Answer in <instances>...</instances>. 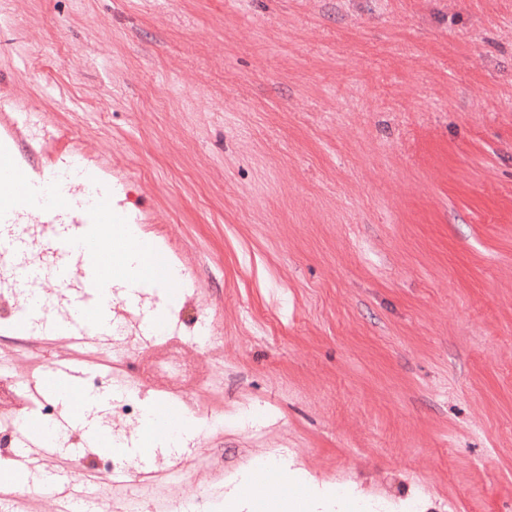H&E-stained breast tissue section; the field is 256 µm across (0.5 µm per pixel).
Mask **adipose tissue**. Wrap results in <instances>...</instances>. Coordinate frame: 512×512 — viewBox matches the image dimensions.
<instances>
[{"label":"adipose tissue","instance_id":"ef3b65f1","mask_svg":"<svg viewBox=\"0 0 512 512\" xmlns=\"http://www.w3.org/2000/svg\"><path fill=\"white\" fill-rule=\"evenodd\" d=\"M98 231L103 240L120 239L123 251L120 257V274L114 275L112 284L119 289V296L126 305H133L136 293L164 292L166 285H178V269H170L166 280H159L143 258V235L135 224H102ZM113 396L105 389H87L77 408L72 409L73 427L82 438L98 437L94 451L103 456L121 453L136 465L153 467L156 457L167 460L179 458L201 431L198 421L176 404L159 400L144 407L136 438L124 440L113 437L103 423L106 409ZM297 480L308 487L306 501L289 499L279 492L280 483ZM224 494L228 512H248L254 493H261L273 504L276 512H368L371 503L351 490H339L334 485L316 481L306 471L291 467L290 463L270 458L263 469L251 475L230 477Z\"/></svg>","mask_w":512,"mask_h":512}]
</instances>
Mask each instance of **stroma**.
Listing matches in <instances>:
<instances>
[{"label":"stroma","mask_w":512,"mask_h":512,"mask_svg":"<svg viewBox=\"0 0 512 512\" xmlns=\"http://www.w3.org/2000/svg\"><path fill=\"white\" fill-rule=\"evenodd\" d=\"M1 99L23 172L81 159L178 262L205 496L275 455L391 512H512V0H0ZM112 310L102 345L7 354L1 435L48 349L111 387L129 357L137 423L159 349Z\"/></svg>","instance_id":"obj_1"}]
</instances>
